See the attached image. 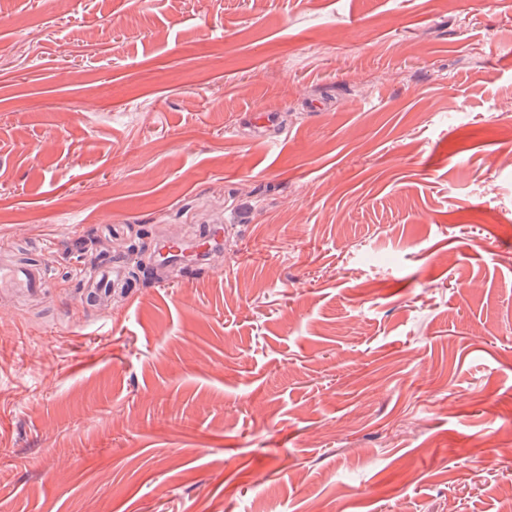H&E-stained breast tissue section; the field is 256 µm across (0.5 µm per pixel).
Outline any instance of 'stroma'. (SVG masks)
<instances>
[{"label":"stroma","instance_id":"stroma-1","mask_svg":"<svg viewBox=\"0 0 512 512\" xmlns=\"http://www.w3.org/2000/svg\"><path fill=\"white\" fill-rule=\"evenodd\" d=\"M0 245V512H512V0H0ZM49 280L50 271L41 260L0 264L2 294L15 297L44 296ZM83 282L84 295L98 308L104 309L112 301V285H125L126 275L123 266L115 264L107 270H88ZM492 453L489 455H479L472 462L470 470L478 476L481 472L498 463L501 458L512 457V440L506 441L498 438V433L492 437Z\"/></svg>","mask_w":512,"mask_h":512}]
</instances>
